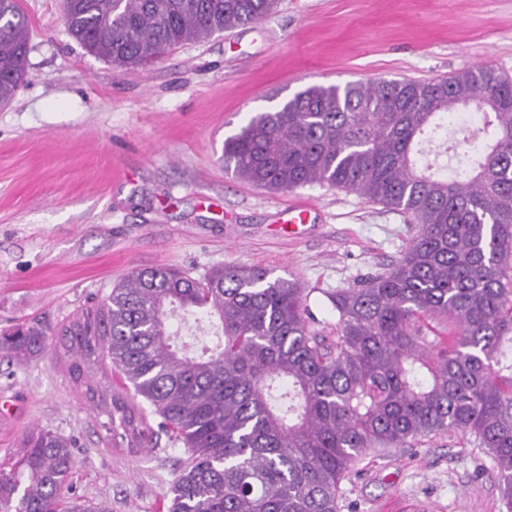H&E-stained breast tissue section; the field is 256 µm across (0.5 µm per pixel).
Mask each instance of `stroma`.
Instances as JSON below:
<instances>
[{
    "mask_svg": "<svg viewBox=\"0 0 512 512\" xmlns=\"http://www.w3.org/2000/svg\"><path fill=\"white\" fill-rule=\"evenodd\" d=\"M26 75L0 106V330L40 321L38 357L0 353V461L36 428L67 436L70 494L112 512H163L188 455L109 443L101 406L74 382L57 333L129 272L203 277L232 263L297 280L312 326L336 333L330 297L390 267L418 227L328 186L269 192L227 173L224 140L307 86L428 80L488 65L512 77V0H278L266 20L121 70L69 32L63 0H21ZM308 200L309 223L278 227ZM216 318L177 317L188 351L214 346ZM501 512L493 461L472 438L421 437L369 454L341 484L340 512Z\"/></svg>",
    "mask_w": 512,
    "mask_h": 512,
    "instance_id": "1",
    "label": "stroma"
}]
</instances>
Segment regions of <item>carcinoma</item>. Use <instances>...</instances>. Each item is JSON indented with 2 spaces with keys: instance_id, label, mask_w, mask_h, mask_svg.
I'll use <instances>...</instances> for the list:
<instances>
[{
  "instance_id": "cac0c4a2",
  "label": "carcinoma",
  "mask_w": 512,
  "mask_h": 512,
  "mask_svg": "<svg viewBox=\"0 0 512 512\" xmlns=\"http://www.w3.org/2000/svg\"><path fill=\"white\" fill-rule=\"evenodd\" d=\"M277 0H66L65 23L117 68L257 24ZM29 22L0 0V105L25 76ZM434 158H429V155ZM456 161L452 175L444 174ZM224 170L269 191L327 184L404 213L418 232L397 262L331 296L336 339L314 332L305 288L273 270L227 264L202 278L156 267L127 274L59 331L89 365L110 361L122 394L103 404L107 438L189 458L167 512H338L341 482L368 452L451 430L494 461L512 512V79L477 65L449 78L309 86L224 140ZM218 317L213 347H173L177 312ZM451 321L426 336L420 319ZM36 325L0 333L33 357ZM161 418L135 413L126 393ZM71 442L31 432L0 463V512H111L66 498Z\"/></svg>"
}]
</instances>
